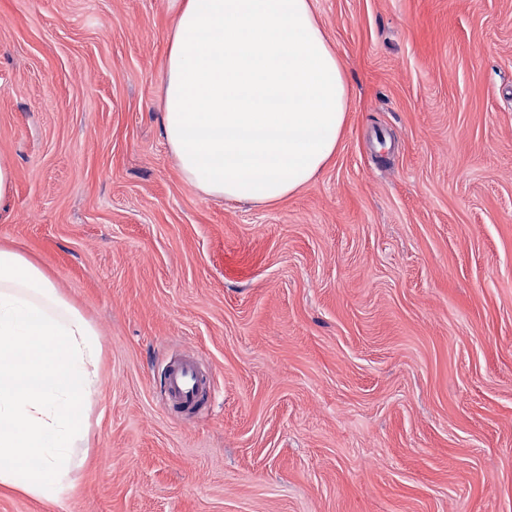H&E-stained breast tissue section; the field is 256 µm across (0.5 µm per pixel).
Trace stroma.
Segmentation results:
<instances>
[{
    "instance_id": "stroma-1",
    "label": "stroma",
    "mask_w": 512,
    "mask_h": 512,
    "mask_svg": "<svg viewBox=\"0 0 512 512\" xmlns=\"http://www.w3.org/2000/svg\"><path fill=\"white\" fill-rule=\"evenodd\" d=\"M314 7L344 132L257 206L162 135L172 0H0V244L103 344L71 494L0 512H512V0ZM165 402L179 412H200L210 394V383L198 362L190 357L167 364L163 378ZM206 392H208L207 399Z\"/></svg>"
}]
</instances>
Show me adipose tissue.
I'll use <instances>...</instances> for the list:
<instances>
[{
  "label": "adipose tissue",
  "instance_id": "ef3b65f1",
  "mask_svg": "<svg viewBox=\"0 0 512 512\" xmlns=\"http://www.w3.org/2000/svg\"><path fill=\"white\" fill-rule=\"evenodd\" d=\"M349 105L312 0H182L169 34L162 125L184 180L258 205L310 184ZM94 325L25 255L0 247V486L42 501L72 489L99 388Z\"/></svg>",
  "mask_w": 512,
  "mask_h": 512
}]
</instances>
